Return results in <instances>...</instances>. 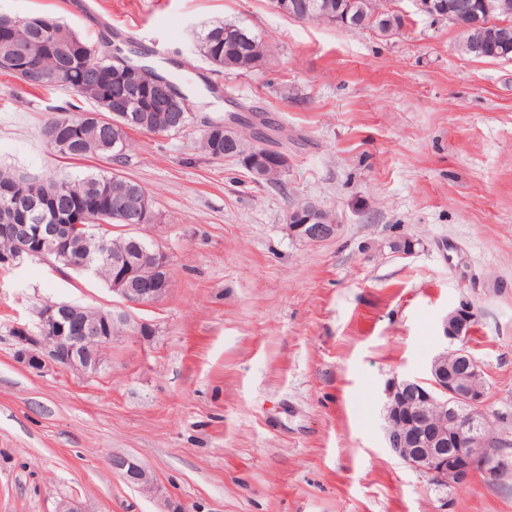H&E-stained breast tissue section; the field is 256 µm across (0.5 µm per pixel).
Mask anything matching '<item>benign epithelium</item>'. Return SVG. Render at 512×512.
Wrapping results in <instances>:
<instances>
[{
	"label": "benign epithelium",
	"mask_w": 512,
	"mask_h": 512,
	"mask_svg": "<svg viewBox=\"0 0 512 512\" xmlns=\"http://www.w3.org/2000/svg\"><path fill=\"white\" fill-rule=\"evenodd\" d=\"M413 2L419 12L436 20L448 19L461 32L491 24L501 8L499 0H480L477 4L456 0L451 11L442 0ZM275 7L290 16L332 17L324 6L312 0H277ZM270 164L286 168L288 158L259 151L248 161L252 169ZM122 207L143 223L153 215L150 201L138 192H127ZM322 212L313 203L289 211V235L305 244L334 237L339 227L337 218L323 220ZM1 233L34 257L61 255L76 236H89L97 247L104 246L90 224H1ZM147 257L155 261L158 272L152 283L142 282L140 276V267ZM169 275V259L159 248L150 252L139 247L135 255L121 256L112 263L110 289L123 305L112 311L67 302L41 308L37 332L17 329L16 361L36 374L51 368L68 369L80 375L97 374L104 364V351L110 345L125 338L148 339L151 324L133 317L127 307H149L162 302L169 294ZM474 319L470 307L449 312L442 328L452 347L433 358L428 378L395 375L386 381L382 391L386 448L407 466L445 486L466 484L477 475L495 481L507 465L504 453L497 448V439L481 432V422L487 417V386L476 388L468 382L484 375L482 366L467 349ZM114 322L126 325L119 336L112 335ZM108 463L128 485L145 494L161 495L154 476L137 458L114 454Z\"/></svg>",
	"instance_id": "7a95c632"
}]
</instances>
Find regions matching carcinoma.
I'll use <instances>...</instances> for the list:
<instances>
[{
    "mask_svg": "<svg viewBox=\"0 0 512 512\" xmlns=\"http://www.w3.org/2000/svg\"><path fill=\"white\" fill-rule=\"evenodd\" d=\"M334 4V13L349 11L347 29H374L383 34L397 32L405 25L403 16L397 11L387 9L395 0H317ZM500 20H509L511 24L500 28L508 34L509 39L499 41L490 39L487 47L498 53L505 52L512 58V0H502ZM50 25L45 29L32 26L26 18L17 19L9 15H0V46L4 42L24 45L39 42L43 49L37 55L27 59L22 68L3 65L0 72L14 78L18 84L30 90L50 89L74 92L81 99L92 103L93 109L77 114H64L51 117L42 128V136L48 148L55 154L80 161L99 157L108 160L115 168L110 171L87 172L81 175L64 174L42 178L27 173H17L7 167H0V202L3 193L16 182L24 183L28 197L26 212L30 224H52L54 213L40 206L45 201H55L61 208L77 206L75 221L80 224H95L98 231L105 236L108 245L135 239L145 242L139 236L129 233L115 234L112 227H126L137 223L120 204L121 189L148 194L137 181L124 176L120 166L124 165L135 148L131 132H148L152 134H181L194 127L193 104L189 94L181 83L166 76V80L176 88L168 97L157 99L145 97L140 92H132L123 85L112 69L120 64L112 60L108 43L95 44L72 30L58 20L49 18ZM271 45L258 39L247 29L232 23H220L208 28L199 38L198 52L219 71L248 72L260 67ZM140 60L133 65L140 72L141 88L148 89L154 83L157 70L144 60L146 52L138 51ZM122 91L130 99V111L136 114L138 122L131 124L108 111L104 100L112 98V93ZM231 116L239 123L236 138L238 152L252 154L257 150L253 140L266 142V150L276 151L278 141L262 131L264 122L256 113L243 115L233 112ZM68 122L78 127L79 132L74 141L64 146L49 137V132L59 124ZM219 122H208L198 141L199 149L215 160H223L224 133L218 131ZM69 260L78 262L84 258L99 269V277L107 282L112 277V249L104 252L87 254L85 247L78 240L71 242Z\"/></svg>",
    "mask_w": 512,
    "mask_h": 512,
    "instance_id": "obj_1",
    "label": "carcinoma"
}]
</instances>
